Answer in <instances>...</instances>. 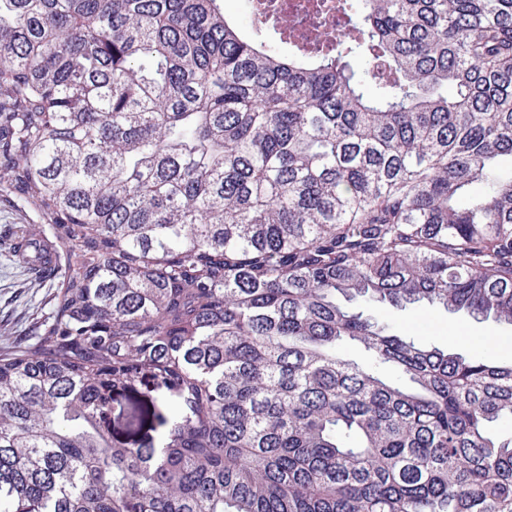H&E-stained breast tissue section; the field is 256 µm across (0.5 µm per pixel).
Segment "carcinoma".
Here are the masks:
<instances>
[{
  "mask_svg": "<svg viewBox=\"0 0 512 512\" xmlns=\"http://www.w3.org/2000/svg\"><path fill=\"white\" fill-rule=\"evenodd\" d=\"M342 10L304 57L223 0H0V169L54 224L9 249L59 281L0 358V512H512V364L347 307L512 324V0ZM140 409V402L135 400H120L112 405L111 422L116 435L122 437H139L145 432L133 430L129 427V422L134 415H137Z\"/></svg>",
  "mask_w": 512,
  "mask_h": 512,
  "instance_id": "carcinoma-1",
  "label": "carcinoma"
}]
</instances>
